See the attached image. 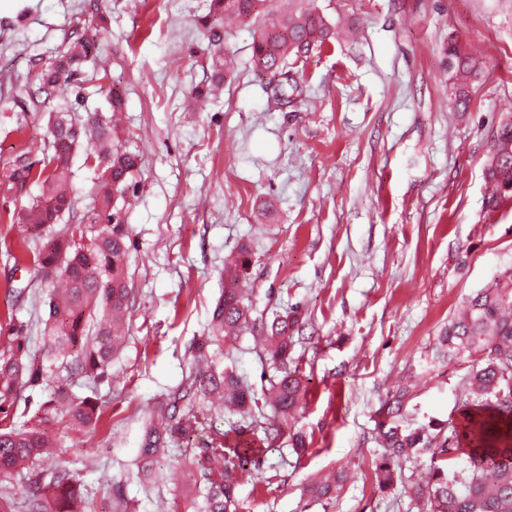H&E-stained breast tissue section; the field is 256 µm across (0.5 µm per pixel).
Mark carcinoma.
Listing matches in <instances>:
<instances>
[{
    "mask_svg": "<svg viewBox=\"0 0 512 512\" xmlns=\"http://www.w3.org/2000/svg\"><path fill=\"white\" fill-rule=\"evenodd\" d=\"M266 0H211L204 17L212 45L223 41L225 28L233 21L260 19L252 52L260 70L280 73L273 93L288 100L297 91L290 76L289 58L307 57L334 37L330 23L314 12L275 14L264 10ZM101 50L99 30L91 25L69 41L54 61L37 75V92H20L13 98V112H29L38 96L56 98L63 88H79L86 81L83 65ZM448 72L457 110L465 112L471 85L481 74L479 58L470 51L448 45ZM108 109L95 114L84 127L78 126L73 104L67 100L47 112L43 158L17 155L0 168V184L27 190L36 184L40 194L11 219L26 224L32 234L17 243L0 246L14 266L33 264L39 282L49 287L45 334L51 345L48 357L55 370L25 361L21 329L14 325V307L0 321L10 323L8 349L0 351V512H86L89 491L53 460L48 448L58 441L48 432L50 414L58 413L68 427L81 430L96 426L102 412L89 397L71 392V381L83 375L95 381L109 377L112 359L125 342L119 327L128 314L127 266L132 230L125 223L124 208L138 187L141 156L117 125L115 112L123 95L107 87ZM86 143H81L80 138ZM97 173L94 206L74 219L71 162L78 147ZM485 178L491 198L512 197V121L502 122L494 143ZM251 264L247 247L224 268V289L212 313L209 334L198 343L204 350L224 346L249 332L261 350L263 363L275 371L268 384L256 392L232 365L213 361L191 372L159 401L160 422L149 421L135 462L137 475L160 479L161 464L171 445L190 438L203 425L208 403L248 422L238 427L240 442L179 449L194 476L195 495L191 512H238L237 490L250 475L256 452L246 434L263 432V441L274 445L283 435L281 425H294L307 391L309 378L294 361L295 337L302 336L306 322L295 307L273 319L253 316L250 293L240 281ZM464 365L465 395L459 406L463 417L458 425L412 426L413 388L404 385L390 393L376 411L375 441L381 452L374 461L378 487L386 489L400 480L396 466L424 452L436 460L425 485L411 484L410 497L426 502L428 512H512V263L501 266L487 286L466 299L464 312L450 320L436 337L428 366ZM50 384L42 403L41 417L31 425L18 424L10 412L22 388ZM467 450L466 475L448 471V461ZM24 482L25 500L16 502L12 480ZM346 477L337 475L324 482H311L305 494L312 500H329L343 487Z\"/></svg>",
    "mask_w": 512,
    "mask_h": 512,
    "instance_id": "obj_1",
    "label": "carcinoma"
}]
</instances>
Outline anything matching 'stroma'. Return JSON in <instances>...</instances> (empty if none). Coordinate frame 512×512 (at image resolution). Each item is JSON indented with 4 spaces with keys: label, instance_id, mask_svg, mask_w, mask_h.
<instances>
[{
    "label": "stroma",
    "instance_id": "obj_1",
    "mask_svg": "<svg viewBox=\"0 0 512 512\" xmlns=\"http://www.w3.org/2000/svg\"><path fill=\"white\" fill-rule=\"evenodd\" d=\"M210 4L0 0V112L97 12L94 68L121 87V128L142 158L126 209L127 341L108 380L74 379L104 418L79 432L55 424L63 464L96 491V512L110 509L106 475L133 512H184L194 486L179 454L151 493L134 462L149 409L197 369L192 345L207 334L224 261L245 246L255 316L298 306L307 319L293 356L310 382L297 415L306 450L284 438L260 450L258 471L273 482L246 479L239 512H424L405 487L430 455L403 463L401 483L377 486L375 412L409 382L418 423L457 421L464 368L426 362L467 296L512 262V198L492 200L485 182L498 124L512 116V0H269L274 12L316 9L337 30L295 62L300 93L282 109L253 66L252 21L223 41L221 96L195 98L213 73ZM452 39L484 63L465 112L447 83ZM45 134L37 114L8 119L0 167ZM44 296L15 307L36 361L50 345ZM342 470L351 478L335 499L304 495L312 478Z\"/></svg>",
    "mask_w": 512,
    "mask_h": 512
}]
</instances>
